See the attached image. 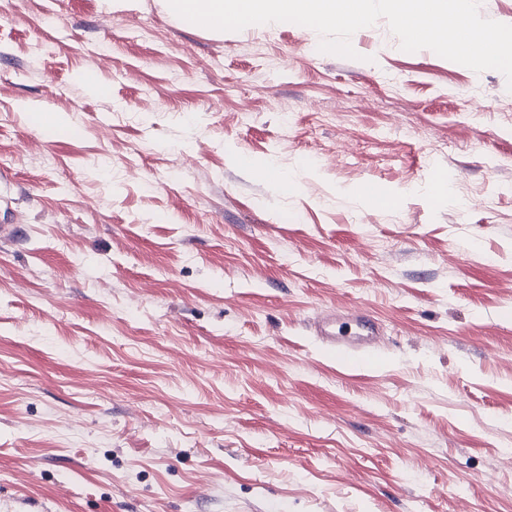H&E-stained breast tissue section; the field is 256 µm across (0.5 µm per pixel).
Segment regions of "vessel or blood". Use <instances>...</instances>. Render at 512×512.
Segmentation results:
<instances>
[{"label": "vessel or blood", "mask_w": 512, "mask_h": 512, "mask_svg": "<svg viewBox=\"0 0 512 512\" xmlns=\"http://www.w3.org/2000/svg\"><path fill=\"white\" fill-rule=\"evenodd\" d=\"M317 335L323 336L327 344L335 348L349 369H357L362 356L369 348L375 332L374 323L366 317L353 314H325L315 325Z\"/></svg>", "instance_id": "vessel-or-blood-1"}]
</instances>
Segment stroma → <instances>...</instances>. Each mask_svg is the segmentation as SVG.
Wrapping results in <instances>:
<instances>
[{
    "label": "stroma",
    "instance_id": "35a3bbf8",
    "mask_svg": "<svg viewBox=\"0 0 512 512\" xmlns=\"http://www.w3.org/2000/svg\"><path fill=\"white\" fill-rule=\"evenodd\" d=\"M319 42L0 0V512H512V92ZM336 323H339L337 332ZM315 330L317 336H325L327 345L336 349L344 365L355 370L365 360L359 356L368 351L375 323L353 314H323L315 324Z\"/></svg>",
    "mask_w": 512,
    "mask_h": 512
}]
</instances>
